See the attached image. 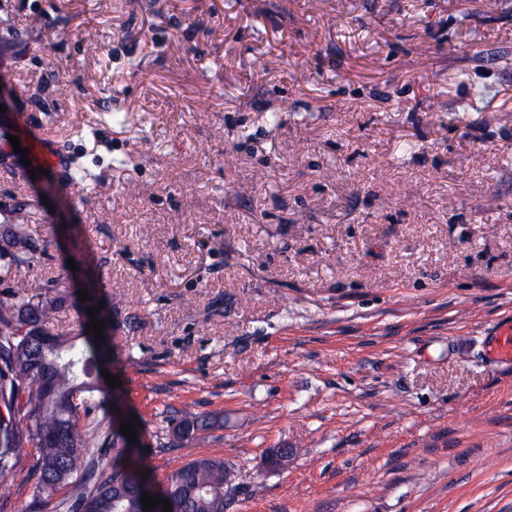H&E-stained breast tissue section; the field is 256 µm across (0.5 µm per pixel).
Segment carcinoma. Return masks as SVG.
<instances>
[{"mask_svg":"<svg viewBox=\"0 0 512 512\" xmlns=\"http://www.w3.org/2000/svg\"><path fill=\"white\" fill-rule=\"evenodd\" d=\"M95 185V175L73 163L70 191L87 195ZM39 221L36 212L18 207L0 226V257H8L0 265V281L13 283L9 297L0 299V406L13 412L16 448L38 449L33 500L46 512H144L121 453L112 456L108 468L99 463L106 449L123 442L111 429L112 395L99 386L100 369L110 360L107 341H96L81 322L70 338L50 336L42 362L31 361L33 329L22 313L36 315L43 329L63 302L43 297L17 278V271L44 255L26 232ZM213 424L186 412L176 441H188ZM17 465L16 458L0 457V487L14 482ZM226 471L222 458L192 459L167 477L161 494L178 512H224Z\"/></svg>","mask_w":512,"mask_h":512,"instance_id":"carcinoma-1","label":"carcinoma"}]
</instances>
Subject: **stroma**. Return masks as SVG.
Masks as SVG:
<instances>
[{
    "label": "stroma",
    "mask_w": 512,
    "mask_h": 512,
    "mask_svg": "<svg viewBox=\"0 0 512 512\" xmlns=\"http://www.w3.org/2000/svg\"><path fill=\"white\" fill-rule=\"evenodd\" d=\"M0 13V219L40 216L21 276L65 296L51 332L78 290L105 301L153 487L214 455L225 512H512V366L484 354L512 317V0ZM42 148L92 167L94 192L31 178ZM186 408L222 423L176 444ZM37 458L0 512H30Z\"/></svg>",
    "instance_id": "35a3bbf8"
}]
</instances>
